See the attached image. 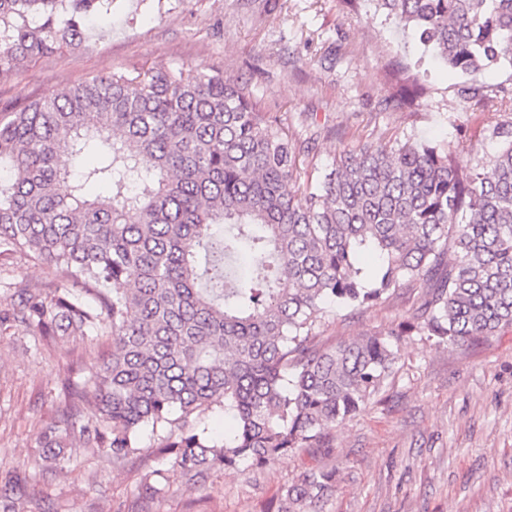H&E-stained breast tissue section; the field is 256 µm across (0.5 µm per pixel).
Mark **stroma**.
<instances>
[{"instance_id":"35a3bbf8","label":"stroma","mask_w":512,"mask_h":512,"mask_svg":"<svg viewBox=\"0 0 512 512\" xmlns=\"http://www.w3.org/2000/svg\"><path fill=\"white\" fill-rule=\"evenodd\" d=\"M403 34L363 0H114L85 42L0 76V106L52 99L98 75L152 67H223L253 99L308 141L319 168L363 144L413 136L452 142L459 165L489 158L493 128L512 112H477L460 94L466 78L438 72L412 106H397L389 68ZM52 273L38 260L0 257V310L14 287H38ZM421 289L326 317L327 344L388 335L410 319ZM112 352V339H43L22 325L0 329V512H266L281 489L312 470H335L322 512H512V326L452 346L425 332L403 337L396 374L355 416L337 424L328 450L299 448L259 471H217L145 502L138 486L154 465L156 437L115 464L99 448L74 447L44 470L45 426L63 405L66 382L82 381Z\"/></svg>"}]
</instances>
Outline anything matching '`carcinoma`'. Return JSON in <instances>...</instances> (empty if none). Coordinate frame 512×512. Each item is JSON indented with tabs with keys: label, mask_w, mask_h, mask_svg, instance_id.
<instances>
[{
	"label": "carcinoma",
	"mask_w": 512,
	"mask_h": 512,
	"mask_svg": "<svg viewBox=\"0 0 512 512\" xmlns=\"http://www.w3.org/2000/svg\"><path fill=\"white\" fill-rule=\"evenodd\" d=\"M443 69H512V0H376ZM112 0H0V75L76 48ZM424 58L397 71L399 101L426 87ZM485 109L512 98L470 87ZM471 167L445 144L362 145L320 171L309 147L218 66L97 76L53 100L0 108V249L52 270L14 288L13 320L45 337H112V354L66 386L43 431L54 469L70 441L123 462L152 428L161 463L202 485L216 469L262 468L328 448L337 424L394 373L400 337L442 345L512 325V127ZM91 155L78 173L67 157ZM103 187L107 195L90 190ZM425 289L388 336L328 345L337 309ZM93 294L91 307L83 296ZM93 400L97 421L81 422ZM224 408L223 436L190 417ZM147 471L140 493L165 491ZM336 473L306 474L273 512H319Z\"/></svg>",
	"instance_id": "carcinoma-1"
}]
</instances>
